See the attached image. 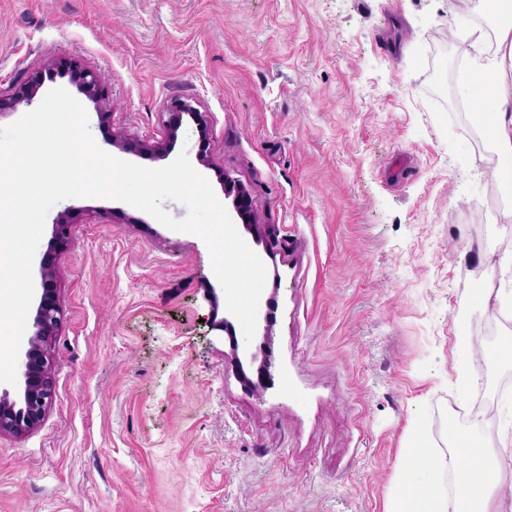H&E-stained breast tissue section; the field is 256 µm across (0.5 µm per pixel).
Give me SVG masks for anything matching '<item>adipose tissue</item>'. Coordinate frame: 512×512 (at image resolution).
Wrapping results in <instances>:
<instances>
[{"mask_svg": "<svg viewBox=\"0 0 512 512\" xmlns=\"http://www.w3.org/2000/svg\"><path fill=\"white\" fill-rule=\"evenodd\" d=\"M506 22L499 26L492 64H475L482 82L464 77L466 94L480 100L479 112L502 158L512 160V0H503ZM404 456L414 474L394 497L390 512H448L441 485L448 462H455V481L463 491V512H512V453L490 459L482 444L454 443L451 459L436 455L426 436L411 437Z\"/></svg>", "mask_w": 512, "mask_h": 512, "instance_id": "obj_1", "label": "adipose tissue"}]
</instances>
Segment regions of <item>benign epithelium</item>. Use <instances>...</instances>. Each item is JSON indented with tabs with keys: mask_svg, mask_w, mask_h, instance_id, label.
Returning a JSON list of instances; mask_svg holds the SVG:
<instances>
[{
	"mask_svg": "<svg viewBox=\"0 0 512 512\" xmlns=\"http://www.w3.org/2000/svg\"><path fill=\"white\" fill-rule=\"evenodd\" d=\"M74 83L78 90L96 105L100 117L110 115V99L101 77L94 71L77 64L70 65ZM42 77L35 75L17 84L13 92L0 95V112H15L32 104ZM166 126L175 132L181 124L182 116L201 120L189 101L174 98L167 108ZM111 145L133 154H149L158 159L168 156L170 149L165 145L147 146L121 134L112 135ZM76 223L70 212L62 213L53 225L51 250L41 260L39 266L40 292L33 320V334L28 346L18 358L19 396L22 409H16L15 400L7 391L0 393V435L10 433L22 435L37 428L45 416L53 399L52 382V342L62 323V311L57 298L56 265L58 258L67 250Z\"/></svg>",
	"mask_w": 512,
	"mask_h": 512,
	"instance_id": "1",
	"label": "benign epithelium"
}]
</instances>
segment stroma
Masks as SVG:
<instances>
[{"instance_id": "obj_1", "label": "stroma", "mask_w": 512, "mask_h": 512, "mask_svg": "<svg viewBox=\"0 0 512 512\" xmlns=\"http://www.w3.org/2000/svg\"><path fill=\"white\" fill-rule=\"evenodd\" d=\"M483 0H0V94L55 69L99 73L84 101L116 131L173 137L266 265L252 341L206 243L104 198L57 265L63 320L41 425L0 435V512H388L415 423L448 448V407L490 398L512 437V329L498 374L457 382V315L512 289L499 159L467 132L456 37ZM188 99L203 124L162 114ZM216 302H209V295ZM223 330L205 326L209 311ZM271 378L260 384L258 368ZM74 83L78 90L96 105L101 118L110 115V99L101 77L94 71L81 68L76 63L71 64Z\"/></svg>"}]
</instances>
